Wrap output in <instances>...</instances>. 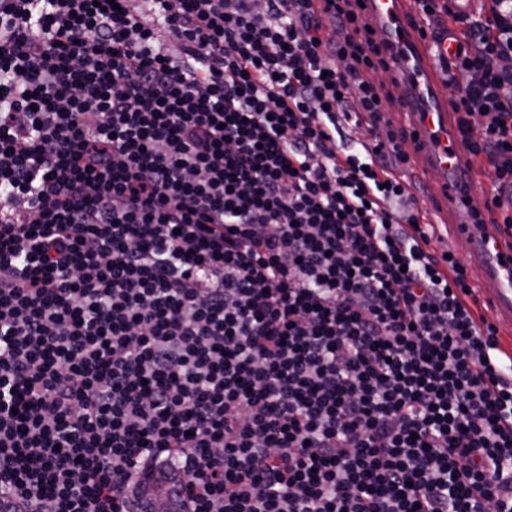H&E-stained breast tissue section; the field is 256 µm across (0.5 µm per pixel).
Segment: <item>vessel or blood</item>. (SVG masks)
Wrapping results in <instances>:
<instances>
[{
    "instance_id": "b4317fda",
    "label": "vessel or blood",
    "mask_w": 512,
    "mask_h": 512,
    "mask_svg": "<svg viewBox=\"0 0 512 512\" xmlns=\"http://www.w3.org/2000/svg\"><path fill=\"white\" fill-rule=\"evenodd\" d=\"M363 14L389 42L382 58L401 82L402 99L395 109L408 118L412 162L403 171L410 187L436 181L437 196L448 212L467 209L478 168L464 153L450 121L448 80L437 69L439 58L451 56L454 42L431 43L420 38L414 0H363ZM494 212L480 224L462 221L454 240L465 241L468 256L480 270L476 297L484 315L497 324L512 323V247L507 246Z\"/></svg>"
}]
</instances>
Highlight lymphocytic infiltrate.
I'll return each instance as SVG.
<instances>
[{
    "instance_id": "1",
    "label": "lymphocytic infiltrate",
    "mask_w": 512,
    "mask_h": 512,
    "mask_svg": "<svg viewBox=\"0 0 512 512\" xmlns=\"http://www.w3.org/2000/svg\"><path fill=\"white\" fill-rule=\"evenodd\" d=\"M325 2L0 0V512H164L167 462L182 512H512V357ZM416 2L511 225L512 0Z\"/></svg>"
}]
</instances>
